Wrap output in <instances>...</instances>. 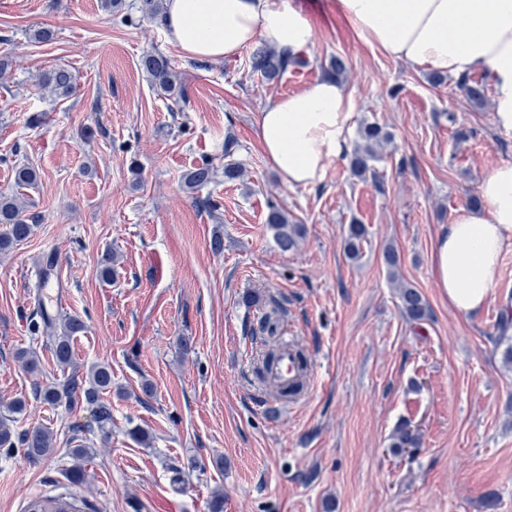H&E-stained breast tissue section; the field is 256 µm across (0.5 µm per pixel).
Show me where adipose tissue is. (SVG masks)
Here are the masks:
<instances>
[{
    "mask_svg": "<svg viewBox=\"0 0 512 512\" xmlns=\"http://www.w3.org/2000/svg\"><path fill=\"white\" fill-rule=\"evenodd\" d=\"M337 9L359 38L389 57L453 76L487 73L494 123L512 130V0H337ZM163 26L187 56L209 60L260 38L292 60L315 36L294 0H166ZM355 108L353 94L329 78L270 101L257 117L267 163L288 186L322 182L328 164L348 149ZM479 196L480 207L460 208L433 252L436 281L463 314L485 304L512 245V163L493 168Z\"/></svg>",
    "mask_w": 512,
    "mask_h": 512,
    "instance_id": "adipose-tissue-1",
    "label": "adipose tissue"
}]
</instances>
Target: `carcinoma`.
Returning <instances> with one entry per match:
<instances>
[{
	"label": "carcinoma",
	"instance_id": "1",
	"mask_svg": "<svg viewBox=\"0 0 512 512\" xmlns=\"http://www.w3.org/2000/svg\"><path fill=\"white\" fill-rule=\"evenodd\" d=\"M165 0H140V12L147 20H158L164 12ZM290 61L285 59L275 48L267 46L255 53L251 60L252 70L268 81L281 77L288 69ZM141 67L147 74L152 86L167 99L175 102L182 98V91L176 89L174 70L171 60L160 52H148L141 58ZM44 82L58 98H68L77 89L73 75L64 68L55 69L44 76ZM463 93L472 101H481L485 97V85L479 81L461 80L459 84ZM389 139V134L377 124H368L361 130L362 144L354 150L351 160L353 171L363 175L370 167V162L377 158V147ZM216 176V169L210 163L192 170L185 176V184L190 189L206 186ZM0 224L9 225L7 232L0 237V249H7L17 242L27 239L32 233V225L24 216V206L14 196L0 195ZM267 224L273 232L274 239L283 251L293 249L304 235L301 224H292L288 215L280 209H273L267 216ZM367 230L362 224L349 225L345 240L347 255L356 259L360 256V245ZM385 266L397 288V297L403 316L420 323L427 318L428 307L421 293L412 285L398 279L397 272L401 259L397 250L389 245L384 249ZM44 325L50 332V346L58 366L63 369L74 366L73 338L83 332L84 322L78 317H68L57 321L50 316H42ZM112 392V366L98 362L92 365L86 377L79 379L71 375L65 381L34 385V395L43 403L52 406H65L72 410L82 406L90 410L94 422L102 432L112 424V403L105 395ZM26 402L15 399L6 406L7 415L0 418V447L15 448L20 446L24 453L34 459L54 453V434L45 426H36L15 434L9 425L13 415L21 413ZM418 445V437L409 425H400L391 437L390 447L406 448ZM73 463L67 469L70 483L79 485L85 482L87 475L85 462L89 449L78 444L70 452ZM31 512H76L74 503L62 497H48L35 503Z\"/></svg>",
	"mask_w": 512,
	"mask_h": 512
}]
</instances>
